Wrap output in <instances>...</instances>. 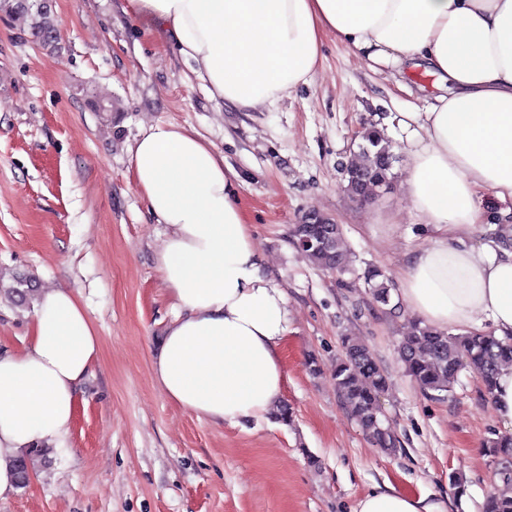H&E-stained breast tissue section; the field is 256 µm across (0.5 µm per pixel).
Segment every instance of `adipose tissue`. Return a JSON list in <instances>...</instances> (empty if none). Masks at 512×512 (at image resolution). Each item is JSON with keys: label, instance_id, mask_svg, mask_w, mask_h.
I'll use <instances>...</instances> for the list:
<instances>
[{"label": "adipose tissue", "instance_id": "adipose-tissue-1", "mask_svg": "<svg viewBox=\"0 0 512 512\" xmlns=\"http://www.w3.org/2000/svg\"><path fill=\"white\" fill-rule=\"evenodd\" d=\"M161 31L213 97L242 112L315 81L323 40L370 69L421 61L448 86L428 111L391 112L406 156L401 189L427 219L430 245L400 276L412 314L438 330L512 336V227L466 245L483 222L480 192L512 198V0H127ZM131 176L166 234L155 262L175 308L152 373L165 396L215 423L266 417L280 403L289 311L265 272L238 173L197 132L154 123L128 148ZM101 349L67 289H40L26 345L0 352V500L18 491L16 463L63 447ZM354 512H444L395 489Z\"/></svg>", "mask_w": 512, "mask_h": 512}]
</instances>
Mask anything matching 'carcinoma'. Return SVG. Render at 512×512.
I'll list each match as a JSON object with an SVG mask.
<instances>
[{
  "instance_id": "cac0c4a2",
  "label": "carcinoma",
  "mask_w": 512,
  "mask_h": 512,
  "mask_svg": "<svg viewBox=\"0 0 512 512\" xmlns=\"http://www.w3.org/2000/svg\"><path fill=\"white\" fill-rule=\"evenodd\" d=\"M363 163L349 166L360 182L346 184L352 197L371 193L388 185V176L397 159L391 142L365 130L359 144ZM321 235L330 244L326 247H308L304 253L317 266L344 271L349 265V254L341 242L338 224H296L292 237ZM364 279L373 300L387 306L391 303L393 285L384 272L370 267ZM34 289L27 281L14 277V285L4 289V296L16 304H25ZM398 356L406 374L418 389L440 397L452 391L458 375L463 371L475 374L481 382L484 395L489 397L499 367L512 363V337L498 339L488 333L452 334L437 331L419 322L413 323L398 342ZM336 390L342 404L363 433L382 452L394 454L400 447L392 429L384 423L381 396L387 389V377L370 349L356 338L346 336L333 368ZM488 452L501 461L498 482L489 490L485 512H512V435H501L488 441ZM50 449L30 454L18 464L19 477L24 479L37 465L48 461Z\"/></svg>"
}]
</instances>
